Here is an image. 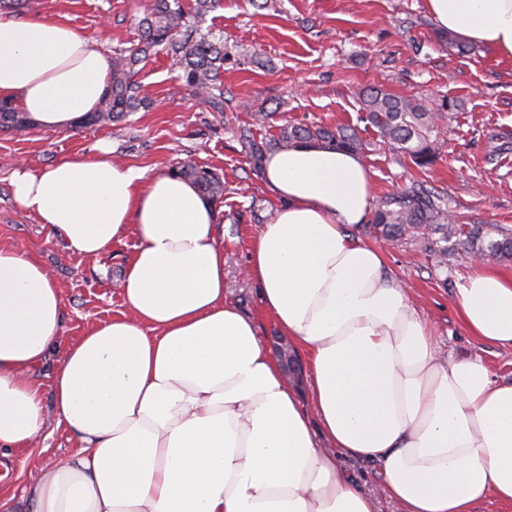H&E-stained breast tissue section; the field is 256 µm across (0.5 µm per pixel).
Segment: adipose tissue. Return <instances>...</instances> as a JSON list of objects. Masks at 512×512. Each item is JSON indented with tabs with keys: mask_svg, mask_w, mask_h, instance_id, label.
I'll use <instances>...</instances> for the list:
<instances>
[{
	"mask_svg": "<svg viewBox=\"0 0 512 512\" xmlns=\"http://www.w3.org/2000/svg\"><path fill=\"white\" fill-rule=\"evenodd\" d=\"M441 31L512 57V0H426ZM105 55L67 23L0 14V98L65 130L97 106ZM279 202L258 228L248 273L278 329L305 355L314 411L301 407L255 322L224 299L217 212L172 173L96 156L18 166L17 203L74 254L128 232L124 314L70 343L50 385L64 301L41 260L0 249V455L25 459L47 408L73 454L34 467L0 512H373L339 466L376 462L399 512H512V382L478 358L442 357L435 328L351 235L373 176L324 142L269 152ZM466 330L512 348V277L481 263L455 299ZM319 432H312V425Z\"/></svg>",
	"mask_w": 512,
	"mask_h": 512,
	"instance_id": "ef3b65f1",
	"label": "adipose tissue"
}]
</instances>
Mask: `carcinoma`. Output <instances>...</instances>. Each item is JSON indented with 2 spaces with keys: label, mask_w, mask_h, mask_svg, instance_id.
<instances>
[{
  "label": "carcinoma",
  "mask_w": 512,
  "mask_h": 512,
  "mask_svg": "<svg viewBox=\"0 0 512 512\" xmlns=\"http://www.w3.org/2000/svg\"><path fill=\"white\" fill-rule=\"evenodd\" d=\"M219 0H194L184 7L183 0H150L140 20V39L136 47L120 49L112 56L110 79L97 108L82 118L84 125L111 123L145 104L141 86L135 80V67L161 46L182 69L181 78L192 93L200 96L213 112H224V41L197 34L196 24L214 9ZM460 104L445 98L436 111L421 100L392 95L380 88H369L360 97L357 121L380 134L396 153L407 156L419 168L435 162L430 137L439 123L457 111ZM32 126L26 115L11 103L0 100V128ZM322 141L338 149L359 152L364 144L357 126L331 127L286 122L277 136L259 142L251 129L241 130L242 150L254 168H260L271 149H284L304 141ZM172 173L192 182L213 205L224 200V175L188 160ZM368 232L384 242L420 237L438 264L465 255L472 258H512V226L509 224L466 223L448 210V196L425 182L415 181L404 190L381 196L377 201Z\"/></svg>",
  "instance_id": "cac0c4a2"
}]
</instances>
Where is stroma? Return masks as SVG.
Here are the masks:
<instances>
[{"instance_id": "stroma-1", "label": "stroma", "mask_w": 512, "mask_h": 512, "mask_svg": "<svg viewBox=\"0 0 512 512\" xmlns=\"http://www.w3.org/2000/svg\"><path fill=\"white\" fill-rule=\"evenodd\" d=\"M148 0H27L14 17L65 21L104 54L138 43V21ZM201 33L223 38V113L210 111L187 89L166 51L138 66L146 106L114 125L52 131L0 129V249L21 248L38 256L61 288L65 302L61 342L37 371L50 383L64 350L99 321L124 312L114 283L133 253V239L113 243L86 258L14 200L10 178L20 165L38 170L75 156H91L99 141L112 144L114 159L151 171H169L185 159L224 174V288L228 302L256 323L263 346L284 341L266 314L248 275V253L260 224L274 214L259 171L241 151L239 130L269 140L284 121L353 125L359 94L370 86L434 103L448 97L460 107L436 135L437 158L427 170L393 153L375 128H361L362 159L376 195L401 190L425 177L447 194L451 211L487 224L512 225V58L473 44L460 52L440 40L426 0H222L200 24ZM269 113L267 122L255 113ZM387 274L403 285L418 313L437 326L442 352L482 358L492 378L512 379V349L471 336L454 297L472 272L466 258L438 267L423 243L405 240L383 247ZM74 451L68 432L49 423L30 448L33 465L52 466ZM340 463L374 502V512H399L382 491L374 462L343 453Z\"/></svg>"}]
</instances>
